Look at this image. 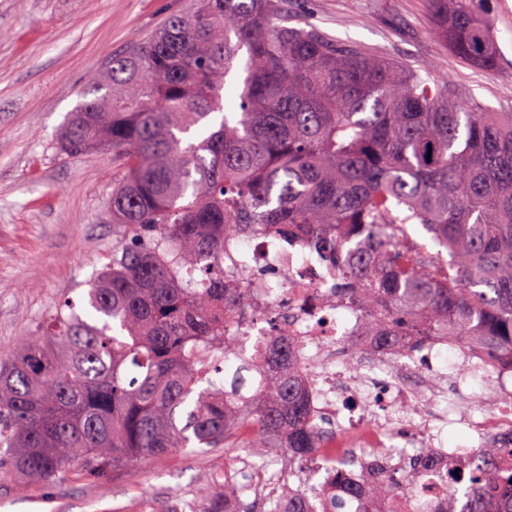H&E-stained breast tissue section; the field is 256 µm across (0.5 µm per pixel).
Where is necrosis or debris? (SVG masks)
Returning <instances> with one entry per match:
<instances>
[{"label": "necrosis or debris", "mask_w": 512, "mask_h": 512, "mask_svg": "<svg viewBox=\"0 0 512 512\" xmlns=\"http://www.w3.org/2000/svg\"><path fill=\"white\" fill-rule=\"evenodd\" d=\"M232 255L246 254L237 284L249 304V316L240 339L247 351H255L271 333L272 320L284 323L294 358L312 371L311 406L315 423H330L323 445L314 456L316 466L339 458L346 449L386 446L396 427L390 418L403 410L406 440L414 448H435L433 470L447 475L466 472L470 459L457 448H436L435 427L448 421L447 395H439V410L428 416L419 395L437 373L443 356L442 340L416 339L408 359L395 361L373 350L361 334V318L347 312L334 292L336 280L307 246L286 245L272 237L227 241ZM366 349L370 358L363 373L353 371V355ZM457 354L471 371L490 377L488 407L468 422L475 447L512 443V362L493 358L473 346Z\"/></svg>", "instance_id": "obj_1"}]
</instances>
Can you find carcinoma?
<instances>
[{
    "instance_id": "cac0c4a2",
    "label": "carcinoma",
    "mask_w": 512,
    "mask_h": 512,
    "mask_svg": "<svg viewBox=\"0 0 512 512\" xmlns=\"http://www.w3.org/2000/svg\"><path fill=\"white\" fill-rule=\"evenodd\" d=\"M445 46L490 69L497 46L469 0H434ZM243 67L237 110L224 84ZM60 149L112 150L118 239L86 295L69 298L0 366V458L24 481L62 479L80 460L98 475L176 451L252 449L253 469L300 476L324 432L311 424L309 369L279 331L244 357L232 328L245 296L224 274V238L304 242L336 268V294L364 335L398 359L407 336L477 344L512 358V112L463 105L424 67L328 37L289 0H193L112 56L80 92ZM420 225L446 252L412 238ZM435 454L353 453L323 485L334 512H374L416 483ZM445 507L512 512V468L482 448ZM379 477L366 483L363 472ZM234 476L211 512H320L319 486L243 500Z\"/></svg>"
}]
</instances>
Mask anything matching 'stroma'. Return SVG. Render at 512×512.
Listing matches in <instances>:
<instances>
[{"label": "stroma", "mask_w": 512, "mask_h": 512, "mask_svg": "<svg viewBox=\"0 0 512 512\" xmlns=\"http://www.w3.org/2000/svg\"><path fill=\"white\" fill-rule=\"evenodd\" d=\"M300 19L376 54L426 65L463 102L512 112V0L488 13L498 63L471 67L441 42L431 0H292ZM188 0H0V359L64 296L81 299L109 263L112 155L62 154L56 134L113 54L149 37ZM245 448L176 452L101 478L73 465L56 482L0 476V512H205L203 493Z\"/></svg>", "instance_id": "1"}]
</instances>
